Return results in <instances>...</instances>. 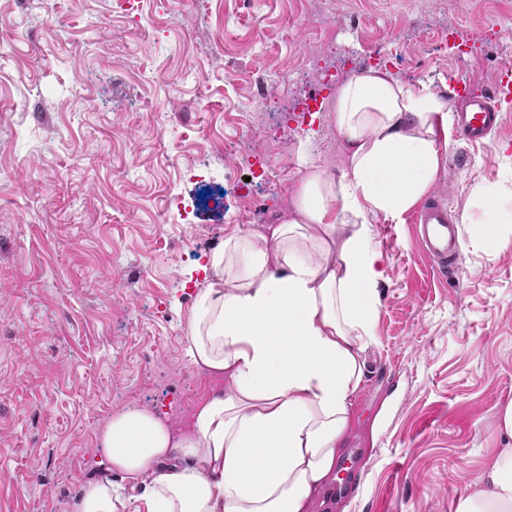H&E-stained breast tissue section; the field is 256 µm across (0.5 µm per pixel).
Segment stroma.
Listing matches in <instances>:
<instances>
[{
  "label": "stroma",
  "instance_id": "obj_1",
  "mask_svg": "<svg viewBox=\"0 0 512 512\" xmlns=\"http://www.w3.org/2000/svg\"><path fill=\"white\" fill-rule=\"evenodd\" d=\"M323 21L347 77L384 65L444 100L451 73L488 86L512 68V0H0V512H71L112 413L185 421L223 389L205 372L185 391L200 267L252 228L238 185L274 224L301 179L253 178L245 153L303 142L327 171L345 163L330 114L293 107ZM263 75L288 109L275 136L251 105ZM511 173L512 110L484 144L450 142L431 192L461 224L447 281L411 222L374 218L386 275L341 454L357 491L325 489L315 512H451L478 485L512 401V243L471 242L462 216L476 182Z\"/></svg>",
  "mask_w": 512,
  "mask_h": 512
}]
</instances>
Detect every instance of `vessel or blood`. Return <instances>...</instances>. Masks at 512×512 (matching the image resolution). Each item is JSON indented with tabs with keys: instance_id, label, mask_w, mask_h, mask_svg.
Returning a JSON list of instances; mask_svg holds the SVG:
<instances>
[{
	"instance_id": "obj_1",
	"label": "vessel or blood",
	"mask_w": 512,
	"mask_h": 512,
	"mask_svg": "<svg viewBox=\"0 0 512 512\" xmlns=\"http://www.w3.org/2000/svg\"><path fill=\"white\" fill-rule=\"evenodd\" d=\"M449 99L457 109L460 139L467 144L485 141L502 121L501 100L512 97V75L503 74L492 87H478L467 78L449 79ZM425 250L436 259L441 272L454 269L457 261L458 226L438 200L425 203L415 216Z\"/></svg>"
}]
</instances>
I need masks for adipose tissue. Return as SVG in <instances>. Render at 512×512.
<instances>
[{
    "label": "adipose tissue",
    "instance_id": "1",
    "mask_svg": "<svg viewBox=\"0 0 512 512\" xmlns=\"http://www.w3.org/2000/svg\"><path fill=\"white\" fill-rule=\"evenodd\" d=\"M329 110L346 151L340 175L308 166L279 223L226 237L196 285L186 354L224 391L185 426L148 408L114 413L100 474L72 512H312L335 479L385 278L371 219L400 222L430 192L451 124L429 86L377 68L343 81ZM473 196L472 240L512 243V180L476 184ZM493 437L496 455L454 512H512V402Z\"/></svg>",
    "mask_w": 512,
    "mask_h": 512
}]
</instances>
